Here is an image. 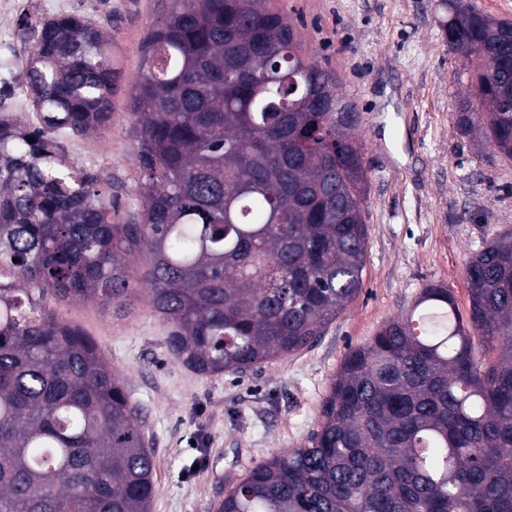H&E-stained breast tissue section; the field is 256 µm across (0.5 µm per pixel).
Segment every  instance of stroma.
<instances>
[{
    "instance_id": "obj_1",
    "label": "stroma",
    "mask_w": 512,
    "mask_h": 512,
    "mask_svg": "<svg viewBox=\"0 0 512 512\" xmlns=\"http://www.w3.org/2000/svg\"><path fill=\"white\" fill-rule=\"evenodd\" d=\"M308 51L337 75L357 105L356 135L369 181L363 286L312 346L242 375L201 376L166 347L168 324L145 291L125 315L95 301H56L63 320L98 343L139 408L155 461L150 512H216L227 490L272 454L305 445L321 420L327 387L349 348L409 309L421 288L452 289L468 314L465 268L482 241L512 228V161L481 137L462 134L456 114L469 96L467 58L444 43L439 0H274ZM170 0H33L0 14V90L25 65L21 16H95L112 40L119 78L111 117L94 133L62 136L71 159L112 182V218L138 217L139 178L131 115L140 46Z\"/></svg>"
}]
</instances>
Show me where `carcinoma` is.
Instances as JSON below:
<instances>
[{"label": "carcinoma", "instance_id": "cac0c4a2", "mask_svg": "<svg viewBox=\"0 0 512 512\" xmlns=\"http://www.w3.org/2000/svg\"><path fill=\"white\" fill-rule=\"evenodd\" d=\"M441 6L445 43L474 48L457 127L512 160V21ZM19 28L39 123L0 111V512H149L136 406L47 299L124 313L143 285L170 355L205 376L310 346L363 284L359 113L267 0H171L134 86L141 217L118 224L58 140L109 119L112 42L89 17ZM465 279L469 318L451 289H421L345 354L309 444L256 464L217 512H512L511 228Z\"/></svg>", "mask_w": 512, "mask_h": 512}]
</instances>
